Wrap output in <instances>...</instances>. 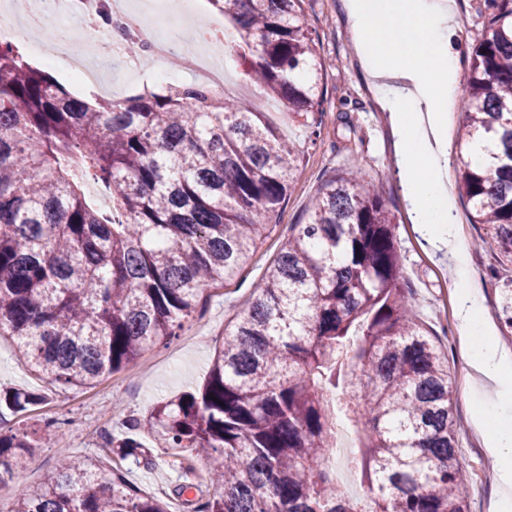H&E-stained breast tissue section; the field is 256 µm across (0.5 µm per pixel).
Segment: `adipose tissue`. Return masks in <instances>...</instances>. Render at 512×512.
Returning <instances> with one entry per match:
<instances>
[{
    "mask_svg": "<svg viewBox=\"0 0 512 512\" xmlns=\"http://www.w3.org/2000/svg\"><path fill=\"white\" fill-rule=\"evenodd\" d=\"M356 34L357 55L375 78L374 93L390 115L399 176L420 240L453 261L460 335L470 340L467 365L477 392L490 397L475 417L499 464L504 493L512 492V351L495 340L469 268L470 246L444 181L447 112L458 95V25L441 0H342Z\"/></svg>",
    "mask_w": 512,
    "mask_h": 512,
    "instance_id": "1",
    "label": "adipose tissue"
}]
</instances>
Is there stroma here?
<instances>
[{
	"instance_id": "35a3bbf8",
	"label": "stroma",
	"mask_w": 512,
	"mask_h": 512,
	"mask_svg": "<svg viewBox=\"0 0 512 512\" xmlns=\"http://www.w3.org/2000/svg\"><path fill=\"white\" fill-rule=\"evenodd\" d=\"M302 21L312 29L317 53L324 63V109L316 113L320 135L311 138L303 119L287 112L269 113V121L298 152L294 179L275 227L258 245L238 277L217 283L203 293L196 311L187 318L169 343L145 350L136 365L101 376L90 386L60 388L38 378L20 357L10 337H0V388L38 390L39 404L27 412L7 416L1 426L27 433L40 431L48 418L65 420V445L34 449L18 458L9 479L8 500H15L43 483L61 452L76 457H97L109 467H120L126 478L142 491L156 495L169 512H184L175 495L179 470L164 450L154 452L150 466L120 462L102 450L104 435L126 432L132 419L145 418L161 401L202 383L208 373L216 343L225 336L252 298L256 283L287 241L289 228L305 223L312 199L325 180L351 168L380 182L386 206L396 216L394 236L400 253L401 283L406 288L418 321L448 349V374L456 389L454 415L458 454L469 477L470 512H503L498 480H486L484 465L490 454L485 435L474 424L482 403L472 396L473 376L462 356L457 333L458 290L453 263L447 254L422 245L409 217V206L398 176L391 124L382 112L352 46L349 24L341 0H303ZM51 75L72 93L88 98L111 95L129 97L154 88V81L125 72L119 64L105 62L94 82H79L65 66L51 68ZM461 234L469 241L471 266L483 297L484 315L493 318L500 280L492 275L499 254L488 224L468 220L462 199H455Z\"/></svg>"
}]
</instances>
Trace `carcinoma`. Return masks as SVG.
Returning <instances> with one entry per match:
<instances>
[{"label":"carcinoma","mask_w":512,"mask_h":512,"mask_svg":"<svg viewBox=\"0 0 512 512\" xmlns=\"http://www.w3.org/2000/svg\"><path fill=\"white\" fill-rule=\"evenodd\" d=\"M243 74L297 117L323 111L302 0H208ZM512 11L489 14L464 77L470 111L458 191L512 264ZM297 156L252 103L178 84L92 105L0 43V336L40 377L91 385L177 335L201 293L237 276L288 199ZM95 185L112 200L87 195ZM395 215L358 169L325 182L225 334L202 385L133 419L104 447L150 462L139 434L207 482L188 512H359L331 468L338 395L359 424L371 512H468L448 355L413 318ZM495 314L512 330V279ZM0 391V416L37 404ZM37 447L0 435V481ZM8 512H169L119 468L60 455Z\"/></svg>","instance_id":"cac0c4a2"}]
</instances>
